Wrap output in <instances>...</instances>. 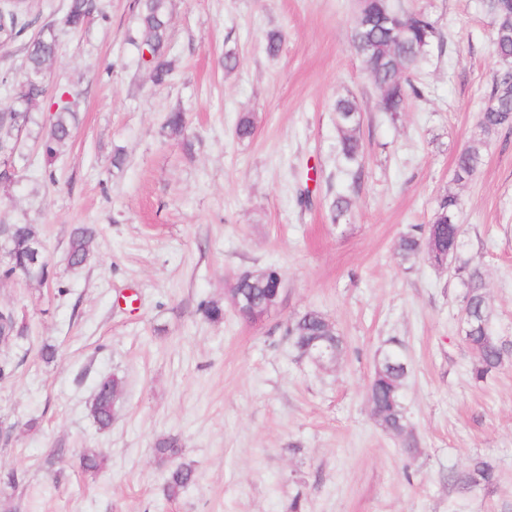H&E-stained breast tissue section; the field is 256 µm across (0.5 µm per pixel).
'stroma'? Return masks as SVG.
<instances>
[{"instance_id": "35a3bbf8", "label": "stroma", "mask_w": 512, "mask_h": 512, "mask_svg": "<svg viewBox=\"0 0 512 512\" xmlns=\"http://www.w3.org/2000/svg\"><path fill=\"white\" fill-rule=\"evenodd\" d=\"M98 2L107 20L78 32L61 24L68 0L25 3L36 26L57 27L50 89L80 97L53 162L38 145L49 113H34L18 137V180L0 190V220L33 225L50 270L42 286L0 282V307L27 327L0 343V357L18 364L0 381V512L8 500L17 512H512V358L473 380L460 275L393 254L442 196L460 195L463 257L483 274L497 334L512 340V128L487 142L469 180L454 178L508 69L483 0H393L427 12L439 32L414 74L423 96L395 117L377 110L351 51L357 0H175L174 73L159 86L130 42L133 0ZM272 30L282 35L274 57ZM340 97L361 113L354 172L336 151ZM174 110L186 114L180 139L164 128ZM245 112L256 129L241 141ZM340 191L351 208L336 224ZM79 224L97 233L74 272L68 241ZM268 267L282 273L279 306L244 322L230 289ZM203 300L223 307V320L198 315ZM309 310L344 341L323 367L299 358L286 335ZM393 337L408 367L410 453L368 402ZM46 344L57 349L49 363ZM112 373L125 387L101 430L88 406ZM167 435L196 474L174 500L153 453ZM88 448L108 457L98 473L80 467ZM476 457L493 461L497 482L461 490L451 476Z\"/></svg>"}]
</instances>
